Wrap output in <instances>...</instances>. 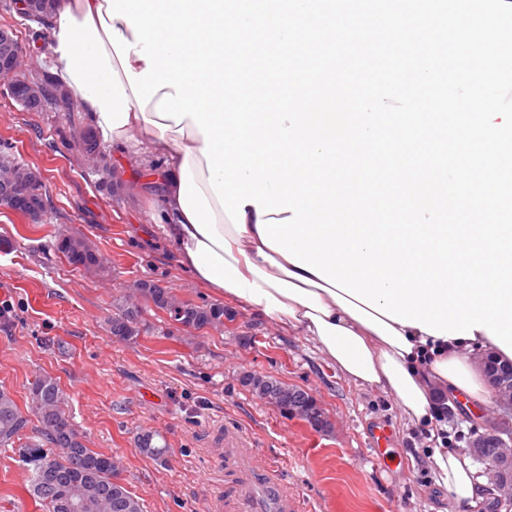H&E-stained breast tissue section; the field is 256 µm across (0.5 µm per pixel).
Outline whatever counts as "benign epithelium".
I'll use <instances>...</instances> for the list:
<instances>
[{
	"label": "benign epithelium",
	"instance_id": "1",
	"mask_svg": "<svg viewBox=\"0 0 512 512\" xmlns=\"http://www.w3.org/2000/svg\"><path fill=\"white\" fill-rule=\"evenodd\" d=\"M22 46L15 32L8 26H0V78L10 81L9 89L17 103L29 111H40L50 100L57 105L67 103L71 91L64 85L54 87L53 94H46V87L39 81H13L19 71ZM43 181L40 170L27 167L20 171L16 167L0 162V205L13 211L23 210L31 219H36L45 207V198L36 195L32 187ZM484 372L494 388L495 403L506 410L512 409V363L500 364L493 357L482 361ZM470 451L477 459L488 463V477L499 489L512 488V439L504 438L493 430L477 435L470 442Z\"/></svg>",
	"mask_w": 512,
	"mask_h": 512
}]
</instances>
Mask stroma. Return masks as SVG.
<instances>
[{
    "label": "stroma",
    "instance_id": "35a3bbf8",
    "mask_svg": "<svg viewBox=\"0 0 512 512\" xmlns=\"http://www.w3.org/2000/svg\"><path fill=\"white\" fill-rule=\"evenodd\" d=\"M25 49L26 71L49 66L48 36L4 10ZM48 109H23L0 81V145L43 175L46 210L38 221L0 207V390L27 407L33 383L49 375L67 395V413L88 448L119 460L121 477L145 512H240L232 489L241 478L212 432L232 426L261 468L288 483L292 512H445L448 494L423 465L418 431L406 427L393 399L342 376L304 337L284 333L257 312L225 302L223 330L186 332L163 312L145 315L136 341L107 327L112 300L141 280L195 303L215 295L182 269L158 225L159 190L128 158L107 157L125 189L99 192L90 164L62 136L70 122ZM85 239L103 268L88 273L55 249L57 233ZM270 376L309 392L331 427L311 429L253 396L244 373ZM512 423V412L489 406L479 416L448 420V446L467 450L486 426ZM390 434L384 461L373 458V430ZM154 435L164 460L143 454L137 438ZM28 466L18 449L0 447V512H45L28 493Z\"/></svg>",
    "mask_w": 512,
    "mask_h": 512
}]
</instances>
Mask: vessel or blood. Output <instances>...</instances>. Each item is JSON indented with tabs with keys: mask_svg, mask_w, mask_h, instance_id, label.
I'll return each mask as SVG.
<instances>
[{
	"mask_svg": "<svg viewBox=\"0 0 512 512\" xmlns=\"http://www.w3.org/2000/svg\"><path fill=\"white\" fill-rule=\"evenodd\" d=\"M214 446L223 448L226 456L244 473L247 482L242 489V512H286L288 490L275 474L260 471L252 455L246 449L243 437L233 429L215 436Z\"/></svg>",
	"mask_w": 512,
	"mask_h": 512,
	"instance_id": "vessel-or-blood-1",
	"label": "vessel or blood"
}]
</instances>
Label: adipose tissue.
Segmentation results:
<instances>
[{"mask_svg": "<svg viewBox=\"0 0 512 512\" xmlns=\"http://www.w3.org/2000/svg\"><path fill=\"white\" fill-rule=\"evenodd\" d=\"M106 0H60L45 27L50 73L69 88L103 143L145 168L161 191L159 220L178 264L217 294L304 336L356 385L398 405L405 424L436 429L437 401H459L480 413L492 388L474 360L500 354L486 331L438 338L404 326L288 262L260 239L254 205L245 232L235 231L208 183L204 138L191 118L160 131L154 105L139 108L98 16ZM162 167H152L153 159ZM424 465L447 491L446 512H481L485 482L472 457L429 448Z\"/></svg>", "mask_w": 512, "mask_h": 512, "instance_id": "ef3b65f1", "label": "adipose tissue"}]
</instances>
